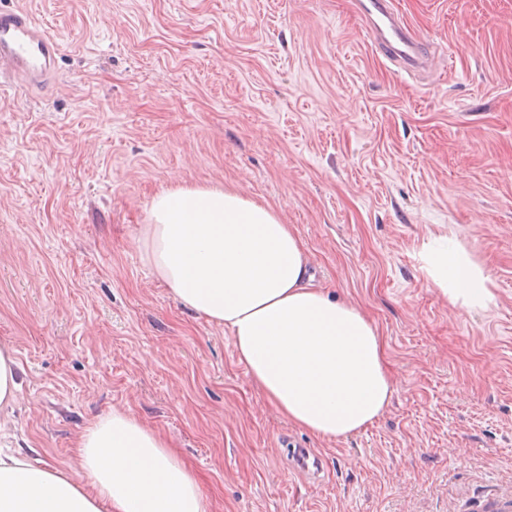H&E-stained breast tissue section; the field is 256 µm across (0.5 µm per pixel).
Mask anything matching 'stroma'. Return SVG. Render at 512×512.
I'll return each instance as SVG.
<instances>
[{"instance_id":"1","label":"stroma","mask_w":512,"mask_h":512,"mask_svg":"<svg viewBox=\"0 0 512 512\" xmlns=\"http://www.w3.org/2000/svg\"><path fill=\"white\" fill-rule=\"evenodd\" d=\"M438 62L399 71L354 0H0L60 47L47 92L0 108V344L20 389L0 453L82 474L121 411L158 431L212 512L512 506V0H393ZM177 184L276 206L318 284L381 328L397 391L323 441L254 387L224 326L183 308L139 241ZM453 234L492 278L454 308L420 271ZM315 449L319 479L289 472Z\"/></svg>"}]
</instances>
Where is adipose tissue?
Here are the masks:
<instances>
[{"instance_id":"1","label":"adipose tissue","mask_w":512,"mask_h":512,"mask_svg":"<svg viewBox=\"0 0 512 512\" xmlns=\"http://www.w3.org/2000/svg\"><path fill=\"white\" fill-rule=\"evenodd\" d=\"M141 228L171 295L233 337L268 403L321 440L378 421L397 390L384 335L359 305L314 287L307 249L272 204L234 189L176 186ZM421 271L450 306L485 311L493 282L455 236L421 245ZM86 480L48 463L0 458V512H211L193 472L134 417L92 422L76 450Z\"/></svg>"}]
</instances>
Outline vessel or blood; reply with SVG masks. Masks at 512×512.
I'll list each match as a JSON object with an SVG mask.
<instances>
[{"mask_svg": "<svg viewBox=\"0 0 512 512\" xmlns=\"http://www.w3.org/2000/svg\"><path fill=\"white\" fill-rule=\"evenodd\" d=\"M375 41L400 71L424 70L429 55L410 33L389 0H359L357 4ZM59 50L57 36L43 30L21 9H0V88L25 81L35 89L49 83Z\"/></svg>", "mask_w": 512, "mask_h": 512, "instance_id": "obj_1", "label": "vessel or blood"}]
</instances>
